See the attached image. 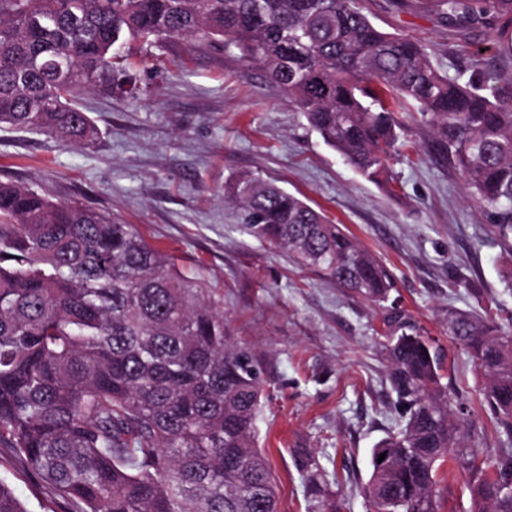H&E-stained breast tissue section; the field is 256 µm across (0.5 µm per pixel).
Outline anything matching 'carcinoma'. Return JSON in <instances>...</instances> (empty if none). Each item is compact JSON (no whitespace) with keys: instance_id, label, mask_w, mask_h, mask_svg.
Returning <instances> with one entry per match:
<instances>
[{"instance_id":"carcinoma-1","label":"carcinoma","mask_w":512,"mask_h":512,"mask_svg":"<svg viewBox=\"0 0 512 512\" xmlns=\"http://www.w3.org/2000/svg\"><path fill=\"white\" fill-rule=\"evenodd\" d=\"M358 0H0V124L62 141L96 134L75 93L117 82L133 41H214L260 67L367 180L416 106L512 255V76L484 92L450 78ZM448 27L489 28L512 56V0H432ZM241 230L382 309L401 426L372 448L368 512H440L456 466L471 512H512V453L488 457L442 383L439 342L389 304L394 278L341 224L259 177L229 185ZM448 337L485 377L482 403L512 437V316L448 310ZM263 368L172 254L103 212L0 182V448L66 512H277L258 445ZM385 455L378 461L379 455ZM311 512H336L335 477L296 454ZM0 512H28L0 479Z\"/></svg>"}]
</instances>
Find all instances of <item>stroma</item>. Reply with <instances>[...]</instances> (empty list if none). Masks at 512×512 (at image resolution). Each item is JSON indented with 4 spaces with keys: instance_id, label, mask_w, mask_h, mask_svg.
Listing matches in <instances>:
<instances>
[{
    "instance_id": "stroma-1",
    "label": "stroma",
    "mask_w": 512,
    "mask_h": 512,
    "mask_svg": "<svg viewBox=\"0 0 512 512\" xmlns=\"http://www.w3.org/2000/svg\"><path fill=\"white\" fill-rule=\"evenodd\" d=\"M423 2L360 7L381 30L423 45L444 74H475L488 89L512 76V58L498 56L487 30L457 32ZM129 53L140 97L99 88L80 96L97 131L92 142L0 125V181L111 214L208 285L232 336L265 368L258 434L278 512H308L299 448L337 472L338 512H365L370 451L399 417L378 345L379 308L242 233V211L225 196L236 174L275 182L379 257L395 276L393 299L438 339L482 446L494 457L512 450L481 404L482 378L448 337L449 309L512 311V258L421 119H406L384 189L327 146L287 94L239 55L206 43L189 54L176 39ZM0 478L29 512H62L44 483L4 453Z\"/></svg>"
}]
</instances>
